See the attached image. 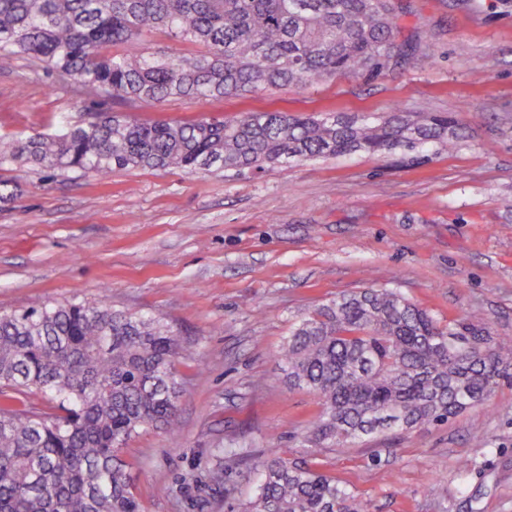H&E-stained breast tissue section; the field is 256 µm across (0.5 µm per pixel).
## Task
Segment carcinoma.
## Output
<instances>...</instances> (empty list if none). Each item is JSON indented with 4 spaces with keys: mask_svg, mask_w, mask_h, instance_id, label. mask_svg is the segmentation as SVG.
<instances>
[{
    "mask_svg": "<svg viewBox=\"0 0 512 512\" xmlns=\"http://www.w3.org/2000/svg\"><path fill=\"white\" fill-rule=\"evenodd\" d=\"M398 12L396 0H0V52L37 59L114 102L222 100L404 66L416 45L401 36ZM154 33L204 51L154 50ZM462 138L453 112L148 122L92 105L82 124L53 135L0 138V169L243 173L429 143L452 149ZM186 356L169 324L105 300L0 315V512H142L122 447L147 425L177 429L184 377L175 360ZM278 356L288 387L318 399L301 435L310 447L443 423L512 385V338L471 315L442 322L394 288L316 306ZM241 512L367 509L335 478L271 451Z\"/></svg>",
    "mask_w": 512,
    "mask_h": 512,
    "instance_id": "cac0c4a2",
    "label": "carcinoma"
}]
</instances>
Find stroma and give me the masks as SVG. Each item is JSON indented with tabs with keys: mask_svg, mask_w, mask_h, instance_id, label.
Wrapping results in <instances>:
<instances>
[{
	"mask_svg": "<svg viewBox=\"0 0 512 512\" xmlns=\"http://www.w3.org/2000/svg\"><path fill=\"white\" fill-rule=\"evenodd\" d=\"M415 60L375 77L221 100L141 101L143 121L247 111L377 117L458 113L465 136L381 157L354 153L237 174L9 167L0 199V314L49 301L159 317L191 359L178 431L124 447L144 512H232L276 451L343 481L369 512H512V386L448 422L307 448L316 398L288 390L277 351L336 294L397 289L437 319L477 314L512 337V7L399 0ZM79 81L0 53V137L84 118Z\"/></svg>",
	"mask_w": 512,
	"mask_h": 512,
	"instance_id": "stroma-1",
	"label": "stroma"
}]
</instances>
